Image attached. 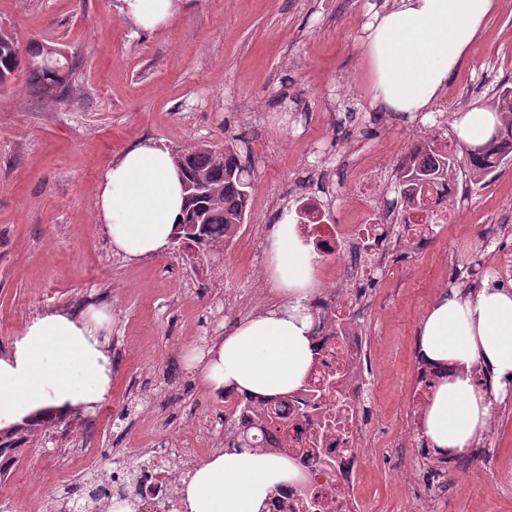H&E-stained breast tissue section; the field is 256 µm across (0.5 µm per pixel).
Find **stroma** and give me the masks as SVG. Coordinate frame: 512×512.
<instances>
[{"instance_id":"35a3bbf8","label":"stroma","mask_w":512,"mask_h":512,"mask_svg":"<svg viewBox=\"0 0 512 512\" xmlns=\"http://www.w3.org/2000/svg\"><path fill=\"white\" fill-rule=\"evenodd\" d=\"M373 0H185L167 27L145 31L122 0H0V26L21 46H56L76 62L59 101L34 95L26 70L0 90V352L36 315L104 308L112 315V387L92 411L54 420L25 443L0 480V512H49L64 492L136 460L162 437L224 433V399L187 354L209 348L268 306L265 237L300 178L330 146L346 160L333 178L336 223L356 214L349 160L361 146L394 172L412 142L453 136L458 114L491 105L512 81V0H500L429 118L373 110L359 38ZM243 141L254 170L249 221L201 267L172 248L133 263L96 220L105 168L141 139L185 150ZM512 220V164L492 172L427 253L394 241V270L369 293L362 329L373 369L371 414L359 441L364 512H411L416 461L381 458L406 425L416 329L441 289L465 279L480 228ZM484 459L456 479L442 512H512V401L498 404Z\"/></svg>"}]
</instances>
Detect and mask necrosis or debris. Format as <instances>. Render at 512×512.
Here are the masks:
<instances>
[{"instance_id":"necrosis-or-debris-1","label":"necrosis or debris","mask_w":512,"mask_h":512,"mask_svg":"<svg viewBox=\"0 0 512 512\" xmlns=\"http://www.w3.org/2000/svg\"><path fill=\"white\" fill-rule=\"evenodd\" d=\"M352 185L361 214L356 223H335L324 202L312 193L297 195L294 222L305 244L321 256L341 257L356 282L380 266L394 236H401L414 253L427 252L437 239L438 226L454 219V202L464 201L473 187L467 166H460L448 180L428 186L414 216L395 227L385 213L370 209L381 189L376 167L357 158ZM365 314V304L356 293L339 296L331 292L318 303L314 335L319 355L301 390L279 407L281 429H268L257 441L261 448H287L307 482L276 494L269 512H362L358 440L370 414L363 375L368 343L360 326ZM438 380L435 367H417L406 428L388 442L390 455L397 459L410 455L434 458L436 470L426 477L434 490L445 486L448 476H459L483 457L478 449L448 459L434 457L421 435V413ZM180 446L177 440L155 444L131 481L125 477L123 461L114 460L111 504H118L119 494L126 492L138 512H180L176 480L194 467L193 458L181 452Z\"/></svg>"}]
</instances>
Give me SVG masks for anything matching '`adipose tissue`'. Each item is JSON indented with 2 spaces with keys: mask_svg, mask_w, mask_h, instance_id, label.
<instances>
[{
  "mask_svg": "<svg viewBox=\"0 0 512 512\" xmlns=\"http://www.w3.org/2000/svg\"><path fill=\"white\" fill-rule=\"evenodd\" d=\"M497 0H392L364 26L362 51L370 73L369 103L416 117L447 90L471 58ZM181 0H123L135 27L170 23ZM500 118L472 105L453 124L456 139L484 144ZM96 219L113 251L130 261L165 254L183 214L184 192L172 150L146 139L128 147L101 176L94 192ZM267 282L275 301L238 321L195 358L213 392L255 401L300 388L315 360L313 307L321 288L319 261L282 213L266 242ZM111 317L107 310L66 309L33 318L0 354V430L33 413L66 416L93 410L111 388ZM416 354L426 364L454 367L422 418L421 431L440 454H463L487 431L496 402L512 394V290L482 283L475 292L445 289L417 328ZM481 366L490 390L476 388ZM288 458L258 448H228L199 464L180 488L185 512H267L276 491L298 482Z\"/></svg>",
  "mask_w": 512,
  "mask_h": 512,
  "instance_id": "1",
  "label": "adipose tissue"
}]
</instances>
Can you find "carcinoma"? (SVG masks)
<instances>
[{"mask_svg": "<svg viewBox=\"0 0 512 512\" xmlns=\"http://www.w3.org/2000/svg\"><path fill=\"white\" fill-rule=\"evenodd\" d=\"M28 52L32 62L27 65L30 86L36 96L57 98L67 84L65 70H73L74 60H47L44 50L34 43ZM23 64L20 46L13 33L0 28V88L6 87ZM512 137V120L500 117L497 142L484 153L469 158L468 167L477 179L512 161L507 151V138ZM456 152L441 155L429 165L415 161V154H405L397 175L395 192L401 195V205L415 206L416 190L456 168ZM177 165L184 170L189 186L185 187L186 208L172 246H186L196 255L209 260L221 253L247 223L252 196V180L244 175L245 159L238 152L235 140L224 142V153L214 154L208 147H199L175 154ZM50 417L39 413L24 422L19 429L0 435V457L10 456L28 439L49 427Z\"/></svg>", "mask_w": 512, "mask_h": 512, "instance_id": "obj_1", "label": "carcinoma"}]
</instances>
